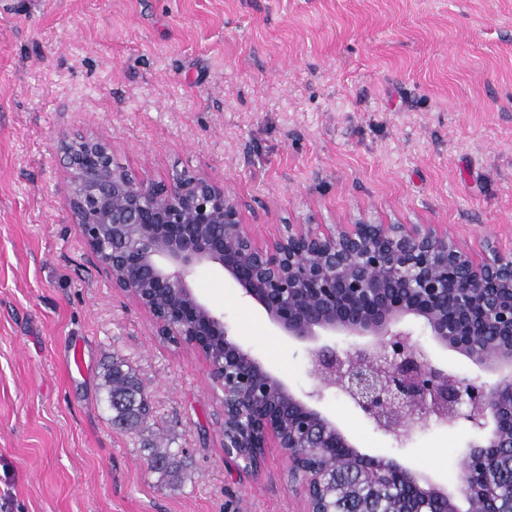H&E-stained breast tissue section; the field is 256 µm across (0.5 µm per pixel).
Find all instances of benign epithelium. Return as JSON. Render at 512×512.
<instances>
[{
    "mask_svg": "<svg viewBox=\"0 0 512 512\" xmlns=\"http://www.w3.org/2000/svg\"><path fill=\"white\" fill-rule=\"evenodd\" d=\"M59 146L68 158V207L113 290L148 313L158 335L200 353L224 390V458L253 472L267 449H280L288 476L300 482L301 512H395L392 478L371 488L361 472L348 478L323 469L320 460L338 451L394 463L418 500H445L454 512H469L470 486L450 495L394 458L360 454L316 405L337 389L398 439L432 419L475 425L485 439L465 459L483 462L485 483L507 484L499 499L512 506V475L500 476L488 454L512 448L511 252L488 241V256L478 262L436 224H285L261 244L237 198L207 176L139 178L112 166L107 143L90 135L63 138ZM210 267L220 268L285 336L370 341L344 355L329 344L310 349L318 385L304 399L195 291L194 276ZM411 320L497 379L468 381L436 367L412 340ZM215 337L223 345L218 354L208 349Z\"/></svg>",
    "mask_w": 512,
    "mask_h": 512,
    "instance_id": "7a95c632",
    "label": "benign epithelium"
}]
</instances>
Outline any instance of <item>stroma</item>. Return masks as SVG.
I'll list each match as a JSON object with an SVG mask.
<instances>
[{
  "label": "stroma",
  "instance_id": "obj_1",
  "mask_svg": "<svg viewBox=\"0 0 512 512\" xmlns=\"http://www.w3.org/2000/svg\"><path fill=\"white\" fill-rule=\"evenodd\" d=\"M86 134L136 176L213 177L263 241L444 224L476 258L487 236L512 251V0H0V512H299L279 449L255 472L225 465L205 359L158 336L85 247L56 144ZM193 285L314 391L306 344L222 272ZM116 359L151 400L134 430L112 422ZM320 406L359 453L459 488L469 423L399 441L343 395ZM158 439L181 450L178 478L147 472Z\"/></svg>",
  "mask_w": 512,
  "mask_h": 512
}]
</instances>
